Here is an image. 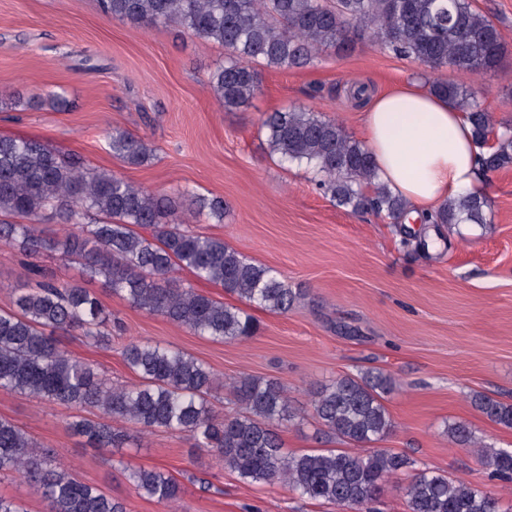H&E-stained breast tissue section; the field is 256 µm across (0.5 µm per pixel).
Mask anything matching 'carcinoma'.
Segmentation results:
<instances>
[{
  "mask_svg": "<svg viewBox=\"0 0 512 512\" xmlns=\"http://www.w3.org/2000/svg\"><path fill=\"white\" fill-rule=\"evenodd\" d=\"M100 11L141 29L177 27L224 47V64L209 77L226 109L248 104L261 91L258 66L280 70L314 65L327 50H343L367 38L381 49L411 59L435 73L446 67L473 73L502 67L508 47L495 22L472 0H97ZM430 92L462 112L481 152L479 170L512 165V124L495 126L478 92L441 77L426 81ZM269 153L283 166H304L316 187L352 213L367 212L393 224L405 202L379 180L370 149L344 126L304 106L269 112L261 119ZM112 156L147 166L155 150L132 132L114 128L106 136ZM192 209L224 220V199L195 195ZM485 195L461 194L443 203L430 223H487ZM0 244L35 258L54 252L77 263L89 277L102 278L112 294L159 315L197 336L235 342L257 332L255 318L195 289L182 288L176 273L218 284L247 306L285 315L306 292L288 287L281 273L257 263L222 239L182 228L175 201L107 170L62 158L34 139L0 137ZM23 217L29 224L8 221ZM49 218L68 231L50 236L40 227ZM111 316L88 289L46 277L35 262L27 283L12 293V308L0 312V388L31 397L97 410L66 427L96 448H121L131 436L116 428L132 421L142 431L163 428L183 433L193 447L213 452L224 468L252 484H284L301 498L325 501L344 512H371L394 475L410 474L405 487L408 512H504L500 497L376 444L392 431L383 403L394 389L379 370L342 376L311 390L323 449L284 451L276 427L300 417L285 388L270 379L244 376L229 386L242 412L218 417L212 409L219 383L213 371L184 351L148 341L128 343L126 366L139 382L114 385L94 367L62 349L58 336L80 330L108 344ZM474 406L491 422L512 428V405L483 394ZM447 433L477 449L492 478L512 483V448L482 443L458 421ZM339 441L369 447L365 455L330 448ZM28 483L48 503L47 512H126L124 504L73 474L53 449L33 441L15 423L0 419V474ZM135 490L176 504L182 485L154 468L124 465Z\"/></svg>",
  "mask_w": 512,
  "mask_h": 512,
  "instance_id": "obj_1",
  "label": "carcinoma"
}]
</instances>
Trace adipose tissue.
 I'll list each match as a JSON object with an SVG mask.
<instances>
[{"label": "adipose tissue", "instance_id": "ef3b65f1", "mask_svg": "<svg viewBox=\"0 0 512 512\" xmlns=\"http://www.w3.org/2000/svg\"><path fill=\"white\" fill-rule=\"evenodd\" d=\"M378 175L409 204L406 222L449 198L479 194V153L464 115L409 84L374 97L363 116Z\"/></svg>", "mask_w": 512, "mask_h": 512}]
</instances>
